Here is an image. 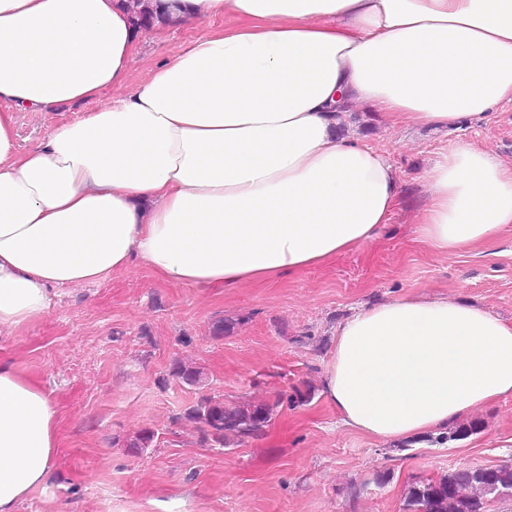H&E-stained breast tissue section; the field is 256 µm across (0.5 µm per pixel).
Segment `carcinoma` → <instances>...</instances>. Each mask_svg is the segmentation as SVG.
<instances>
[{
    "label": "carcinoma",
    "instance_id": "carcinoma-1",
    "mask_svg": "<svg viewBox=\"0 0 512 512\" xmlns=\"http://www.w3.org/2000/svg\"><path fill=\"white\" fill-rule=\"evenodd\" d=\"M171 376L189 386L203 382L200 369L181 362L173 364ZM274 415L266 402L227 404L223 399L201 395L184 416L200 424L198 443L220 452L234 442L244 444L260 436ZM155 442V432L142 429L125 439V447L137 453ZM512 496V465L469 467L438 479L417 482L405 496L402 512H489L495 498Z\"/></svg>",
    "mask_w": 512,
    "mask_h": 512
}]
</instances>
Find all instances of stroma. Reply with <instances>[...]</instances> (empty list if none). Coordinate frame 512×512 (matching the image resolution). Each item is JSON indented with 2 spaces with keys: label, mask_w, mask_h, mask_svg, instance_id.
I'll use <instances>...</instances> for the list:
<instances>
[{
  "label": "stroma",
  "mask_w": 512,
  "mask_h": 512,
  "mask_svg": "<svg viewBox=\"0 0 512 512\" xmlns=\"http://www.w3.org/2000/svg\"><path fill=\"white\" fill-rule=\"evenodd\" d=\"M223 19L144 30L133 79L223 27ZM91 100L57 111L16 113L27 151L59 125L96 111ZM346 131L387 153L403 199L367 246L267 283L220 292L161 282L141 265L85 287L59 288L49 310L0 328V362L38 382L57 409L56 468L17 512H401L416 481L462 467L512 464V395L458 418L468 436L376 442L341 426L323 394L338 324L357 309L406 296L465 299L512 320V230L454 254L417 240L426 202L423 172L448 144L464 141L512 159V104L455 131L385 126L351 113ZM226 332L214 337L212 327ZM201 369L190 387L175 361ZM275 406L265 432L218 452L197 442L183 414L197 397ZM158 434L134 454L124 441Z\"/></svg>",
  "instance_id": "stroma-1"
}]
</instances>
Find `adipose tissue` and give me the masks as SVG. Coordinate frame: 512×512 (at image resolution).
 <instances>
[{
    "instance_id": "adipose-tissue-1",
    "label": "adipose tissue",
    "mask_w": 512,
    "mask_h": 512,
    "mask_svg": "<svg viewBox=\"0 0 512 512\" xmlns=\"http://www.w3.org/2000/svg\"><path fill=\"white\" fill-rule=\"evenodd\" d=\"M167 22L230 19L140 82L119 0H0V327L52 291L132 263L174 286L269 283L369 244L400 203L381 151L343 134L366 107L457 129L512 103V0H149ZM117 97L18 152L15 111ZM420 243L512 227V162L459 141L424 174ZM324 395L376 440L436 433L512 395V322L403 297L341 323ZM57 410L0 363V512L42 489Z\"/></svg>"
}]
</instances>
